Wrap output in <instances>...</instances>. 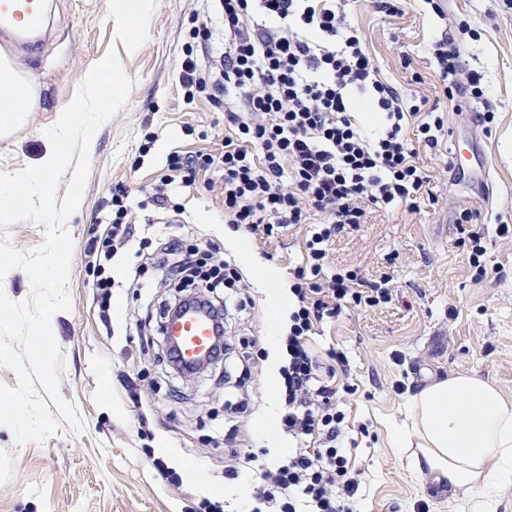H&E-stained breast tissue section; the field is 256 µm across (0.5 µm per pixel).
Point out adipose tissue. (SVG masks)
I'll return each mask as SVG.
<instances>
[{"label": "adipose tissue", "instance_id": "adipose-tissue-1", "mask_svg": "<svg viewBox=\"0 0 512 512\" xmlns=\"http://www.w3.org/2000/svg\"><path fill=\"white\" fill-rule=\"evenodd\" d=\"M32 105L23 77L1 82L0 136L22 123ZM390 441L417 449L429 474L476 497L482 512H493L500 492L512 485V398L477 375L451 374L410 396Z\"/></svg>", "mask_w": 512, "mask_h": 512}]
</instances>
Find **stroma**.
Segmentation results:
<instances>
[{
	"label": "stroma",
	"instance_id": "1",
	"mask_svg": "<svg viewBox=\"0 0 512 512\" xmlns=\"http://www.w3.org/2000/svg\"><path fill=\"white\" fill-rule=\"evenodd\" d=\"M434 12L424 0H403L397 15L381 12L376 0H345L350 26L380 69L381 77L428 108L448 126L439 149L420 148L418 161L438 174L454 148L469 164L449 176L447 190L425 200L419 211L398 207L368 213L364 224L339 237L329 253L334 265L352 264L372 281L389 275L401 296L362 311L346 309L318 327L317 350H341L350 363L341 409L344 444L361 469L366 491L359 512H472L456 492L417 471L392 448L390 432L401 419L407 395L451 373H474L512 396V244L496 235L512 225V9L502 0H443ZM54 34L27 51L0 39L13 68L31 85L36 105L23 125L0 137V171L37 165L45 132L73 100L84 76L113 45L108 0H53ZM467 20L469 31L459 22ZM207 25L199 46L202 65L224 58V22L219 0H155L148 37L135 51L116 47L132 86L126 106L96 132L90 171L79 208L66 227L73 239L67 291L69 310L51 319L64 360L60 394L83 425L66 421L41 442L16 445L0 424V512H202L203 502L240 512L252 501L242 478L224 473V425L241 397L236 380L243 352L269 346L270 310L251 290L246 307L230 305L227 331L236 352L226 364L187 377L170 369L163 324L180 295L165 264H146L141 240L171 235L210 253L220 263L230 252L233 230L224 222V196L213 171H198L191 189H176L181 213L162 210L148 191L169 173L170 154H217L224 148V106L199 97L184 99L179 84L182 47L191 27ZM459 42L465 59L483 74L485 94L469 105L450 104L434 73L431 44L443 34ZM114 46V45H113ZM494 112L490 127L473 113ZM158 140L140 154L145 131ZM125 187L132 205L134 236L112 259L111 308L102 310L93 288L110 219L112 189ZM477 214L487 272L478 275L456 225V206ZM305 229L282 237L246 235L248 254L237 257L241 273L251 262L276 271L283 285L303 248ZM251 413L238 441L243 453L266 452L258 432L262 417L277 419L279 382L268 360L252 369ZM170 472V479L159 475Z\"/></svg>",
	"mask_w": 512,
	"mask_h": 512
}]
</instances>
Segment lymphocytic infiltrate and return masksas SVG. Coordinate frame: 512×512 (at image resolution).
Returning <instances> with one entry per match:
<instances>
[{
	"label": "lymphocytic infiltrate",
	"mask_w": 512,
	"mask_h": 512,
	"mask_svg": "<svg viewBox=\"0 0 512 512\" xmlns=\"http://www.w3.org/2000/svg\"><path fill=\"white\" fill-rule=\"evenodd\" d=\"M221 7L228 46L220 67L202 66L186 46L179 82L189 101L236 93L235 108L225 112L232 134L220 156L176 154L170 166L183 188L194 186L198 170L220 172L225 223L269 237L307 227L281 341L280 427L290 448L272 466L254 453L233 456L225 473L256 482L259 505L252 512H354L362 473L340 444L344 414L322 373L324 359L342 370L348 360L335 350L320 356L310 338L343 309L389 303L394 286L387 277L376 284L330 266L329 251L339 235L363 223L367 208L416 206L430 178L407 132L437 147L444 119L410 126L420 105L380 79L358 35L347 32L336 0H222ZM433 56L445 96H483L481 72L462 65L454 41H435ZM367 114L377 115L384 132H366ZM169 255L178 257L186 280L200 282L202 303L219 287L237 295L246 289L234 259L209 264L207 254L177 236L158 241L150 258Z\"/></svg>",
	"instance_id": "obj_1"
}]
</instances>
